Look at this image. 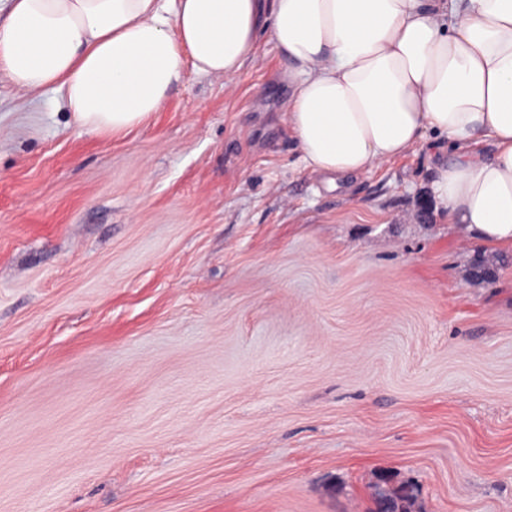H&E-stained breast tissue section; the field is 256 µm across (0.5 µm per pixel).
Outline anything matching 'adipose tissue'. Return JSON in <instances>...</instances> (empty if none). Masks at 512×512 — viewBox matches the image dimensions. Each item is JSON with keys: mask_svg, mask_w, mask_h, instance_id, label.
I'll use <instances>...</instances> for the list:
<instances>
[{"mask_svg": "<svg viewBox=\"0 0 512 512\" xmlns=\"http://www.w3.org/2000/svg\"><path fill=\"white\" fill-rule=\"evenodd\" d=\"M264 32L310 172L335 184L434 149L449 224L512 246V0H11L0 73L119 134L186 69L235 82Z\"/></svg>", "mask_w": 512, "mask_h": 512, "instance_id": "obj_1", "label": "adipose tissue"}]
</instances>
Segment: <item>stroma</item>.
<instances>
[{
	"label": "stroma",
	"mask_w": 512,
	"mask_h": 512,
	"mask_svg": "<svg viewBox=\"0 0 512 512\" xmlns=\"http://www.w3.org/2000/svg\"><path fill=\"white\" fill-rule=\"evenodd\" d=\"M281 69L117 135L0 76V512H512V247L424 149L309 173Z\"/></svg>",
	"instance_id": "35a3bbf8"
}]
</instances>
